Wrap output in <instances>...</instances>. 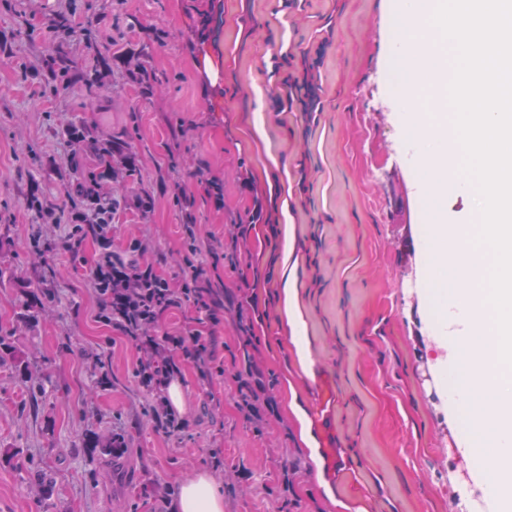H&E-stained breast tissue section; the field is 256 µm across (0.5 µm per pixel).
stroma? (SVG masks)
<instances>
[{"mask_svg": "<svg viewBox=\"0 0 512 512\" xmlns=\"http://www.w3.org/2000/svg\"><path fill=\"white\" fill-rule=\"evenodd\" d=\"M399 7L0 0V266L15 274L0 283V336L50 376L34 397L0 360V512H170L198 470L223 485L224 512H472L490 497L480 461L460 450L469 409L449 398L452 366L431 333L430 212L390 79ZM61 12L90 39L57 41ZM107 45L112 59L97 67ZM55 48L93 69V83L62 86L44 63ZM139 64L154 79L148 99L132 78ZM106 138L136 166L101 183L119 202L102 239L76 233L70 200L77 160ZM289 236L305 367L279 300ZM108 251L175 289L202 269L212 290L209 308L182 300L151 328L158 360L182 363L174 435L156 428L166 391L148 380L147 353L103 316L92 269ZM40 281L34 316L20 315L24 286ZM191 332L211 355L204 378L174 342ZM244 382L274 412L249 413ZM291 389L322 466L286 408ZM113 432L128 438L122 458L87 462L83 440Z\"/></svg>", "mask_w": 512, "mask_h": 512, "instance_id": "1", "label": "stroma"}]
</instances>
